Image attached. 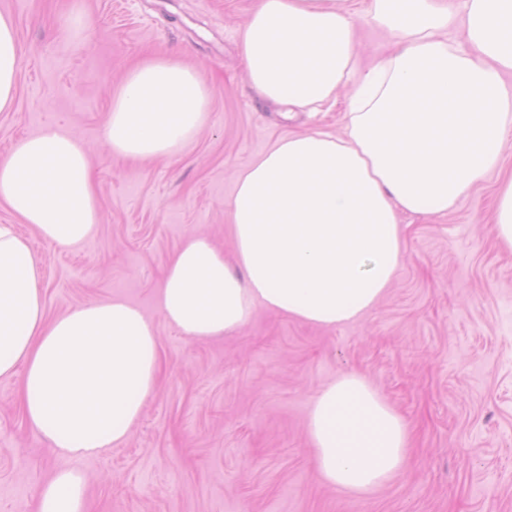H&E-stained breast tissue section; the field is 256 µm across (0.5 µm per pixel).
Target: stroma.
Returning <instances> with one entry per match:
<instances>
[{"label": "stroma", "mask_w": 512, "mask_h": 512, "mask_svg": "<svg viewBox=\"0 0 512 512\" xmlns=\"http://www.w3.org/2000/svg\"><path fill=\"white\" fill-rule=\"evenodd\" d=\"M81 4L93 18L69 32ZM255 0H0L17 26L14 111L0 112V157L47 129L88 150L97 231L63 247L18 223L41 269L47 318L120 297L153 321L161 363L127 439L61 460L24 418L19 377L0 378V512H37L61 464L86 480L87 512H512V252L495 235L494 199L512 174V124L500 162L448 212L400 214L404 253L387 295L363 318L309 325L257 309L229 336L193 340L164 319L157 291L187 236L233 254L226 206L236 176L292 131L342 133L335 105L285 118L248 85L237 32ZM197 70L210 119L175 158L110 153L114 90L147 55ZM344 371L365 377L407 423L403 473L362 497L318 476L310 403Z\"/></svg>", "instance_id": "stroma-1"}]
</instances>
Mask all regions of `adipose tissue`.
<instances>
[{
    "label": "adipose tissue",
    "instance_id": "obj_1",
    "mask_svg": "<svg viewBox=\"0 0 512 512\" xmlns=\"http://www.w3.org/2000/svg\"><path fill=\"white\" fill-rule=\"evenodd\" d=\"M396 32L391 53L363 65L357 21ZM464 37H452L455 24ZM238 46L261 100L317 110L348 87L344 136L291 132L240 170L227 206L233 263L203 237L170 258L158 290L165 320L188 338L230 335L257 309L320 326L354 322L389 288L404 242L398 212L442 213L499 159L512 100V0H256ZM20 55L0 12V112L13 111ZM210 95L196 70L156 56L127 73L105 126L110 151L174 157L207 124ZM0 202L49 241L72 246L100 222L89 155L60 130L0 157ZM153 322L121 298L47 319L38 260L0 224V377L22 374L28 423L61 455L122 442L154 391ZM307 434L317 472L352 496L402 472L404 420L354 372L313 398ZM84 478L63 467L38 512H84Z\"/></svg>",
    "mask_w": 512,
    "mask_h": 512
}]
</instances>
